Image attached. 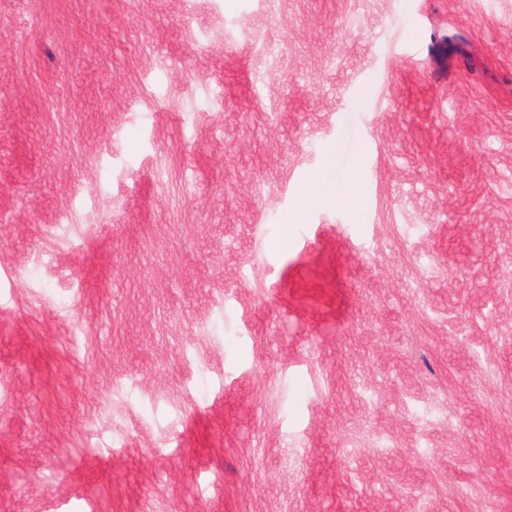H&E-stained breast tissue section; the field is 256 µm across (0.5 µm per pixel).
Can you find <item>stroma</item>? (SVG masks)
Masks as SVG:
<instances>
[{"mask_svg":"<svg viewBox=\"0 0 512 512\" xmlns=\"http://www.w3.org/2000/svg\"><path fill=\"white\" fill-rule=\"evenodd\" d=\"M0 512H512V0H0ZM358 201L359 193L354 186L349 185L341 193H336L331 191L321 179L312 177L305 183L298 197L295 215L300 217L312 204L335 206L348 202L351 205H356Z\"/></svg>","mask_w":512,"mask_h":512,"instance_id":"1","label":"stroma"}]
</instances>
